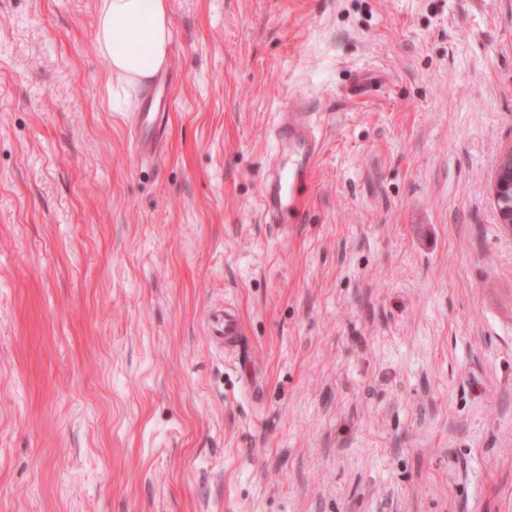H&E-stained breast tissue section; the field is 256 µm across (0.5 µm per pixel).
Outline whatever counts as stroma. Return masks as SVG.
<instances>
[{
	"instance_id": "1",
	"label": "stroma",
	"mask_w": 512,
	"mask_h": 512,
	"mask_svg": "<svg viewBox=\"0 0 512 512\" xmlns=\"http://www.w3.org/2000/svg\"><path fill=\"white\" fill-rule=\"evenodd\" d=\"M99 5L0 0V512H512V0H168L143 163ZM145 110L134 113L131 122L133 152L140 160L160 152L169 117V112H156L154 98L147 103ZM274 129L276 139L269 153L263 181L261 208L267 224L288 226L300 214L303 199L300 187L322 149L317 114L295 108L280 112ZM288 155V167L276 157ZM494 198L498 206L503 199L512 200V151L503 153L496 164ZM239 321L235 313L222 310L210 325V334L216 347L224 349L225 345H236L239 336Z\"/></svg>"
}]
</instances>
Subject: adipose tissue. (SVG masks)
<instances>
[{"label": "adipose tissue", "mask_w": 512, "mask_h": 512, "mask_svg": "<svg viewBox=\"0 0 512 512\" xmlns=\"http://www.w3.org/2000/svg\"><path fill=\"white\" fill-rule=\"evenodd\" d=\"M170 41L168 0H101L96 42L113 78L148 87L168 63Z\"/></svg>", "instance_id": "1"}]
</instances>
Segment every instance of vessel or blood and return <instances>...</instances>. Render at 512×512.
<instances>
[{"instance_id": "obj_1", "label": "vessel or blood", "mask_w": 512, "mask_h": 512, "mask_svg": "<svg viewBox=\"0 0 512 512\" xmlns=\"http://www.w3.org/2000/svg\"><path fill=\"white\" fill-rule=\"evenodd\" d=\"M168 123L167 113L157 111L155 103H147L145 111L134 113L131 128L133 152L144 160L159 153ZM319 120L316 114L302 109L281 112L274 129L275 143L270 150L263 181L261 208L267 223L288 225L300 214L303 199L300 187L322 149ZM287 157V165H279V157ZM236 314L221 311L210 325L216 347L236 344L239 336Z\"/></svg>"}]
</instances>
